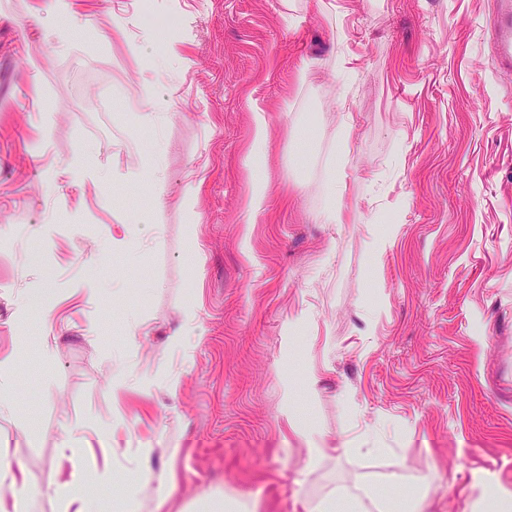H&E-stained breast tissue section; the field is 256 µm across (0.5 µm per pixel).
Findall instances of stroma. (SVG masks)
Here are the masks:
<instances>
[{"label":"stroma","instance_id":"1","mask_svg":"<svg viewBox=\"0 0 512 512\" xmlns=\"http://www.w3.org/2000/svg\"><path fill=\"white\" fill-rule=\"evenodd\" d=\"M45 3L0 0V448L28 512H58L70 437L111 473L102 512L131 479L140 512L512 491L493 0H73L62 46Z\"/></svg>","mask_w":512,"mask_h":512}]
</instances>
